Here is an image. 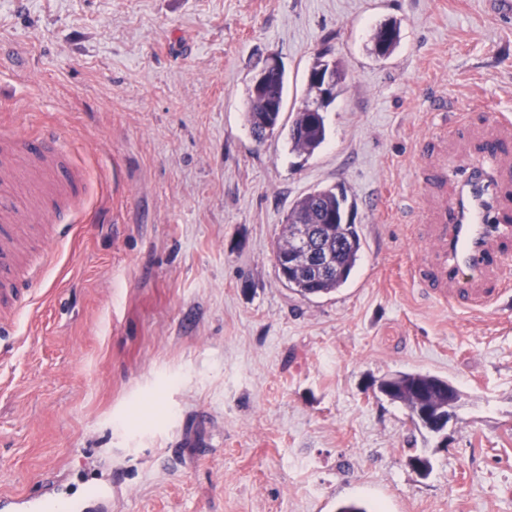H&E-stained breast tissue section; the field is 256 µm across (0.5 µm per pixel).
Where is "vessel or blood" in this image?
Returning <instances> with one entry per match:
<instances>
[{
  "mask_svg": "<svg viewBox=\"0 0 512 512\" xmlns=\"http://www.w3.org/2000/svg\"><path fill=\"white\" fill-rule=\"evenodd\" d=\"M482 156L469 165L447 171L436 170L433 182L453 183L452 192H440L431 218L415 213V236L424 243L429 261L414 265L411 276L432 296H440L450 283L478 279L500 268L505 254L495 240L512 238V183L503 179L499 163L512 155V121L502 120L483 141ZM29 160L38 179L37 206L20 202L12 192L14 170L0 167V309L12 313L25 310L29 299L24 288L35 270L53 260L48 251L27 258L11 227L43 222L71 224L76 219V204L86 183L82 169L69 161L66 150L46 131L21 137L9 130L0 131V152ZM17 512H85L84 504L63 496L44 493L37 497L12 500Z\"/></svg>",
  "mask_w": 512,
  "mask_h": 512,
  "instance_id": "1",
  "label": "vessel or blood"
}]
</instances>
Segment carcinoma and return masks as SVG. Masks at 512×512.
<instances>
[{
	"mask_svg": "<svg viewBox=\"0 0 512 512\" xmlns=\"http://www.w3.org/2000/svg\"><path fill=\"white\" fill-rule=\"evenodd\" d=\"M324 68L334 77L331 99H336L346 78L342 61L328 58V51L316 54L311 68ZM287 92L284 70L270 71L249 89L244 118L254 140L263 142L280 126ZM291 149L312 155L327 140L324 113H296L289 133ZM355 203L349 200L342 185L316 188L294 202L277 240L276 253L293 256L296 264L285 266L279 276L298 294H330L344 287L362 258L364 241L360 227L350 220ZM390 400L413 409L419 402L420 389L430 393V402L443 408L448 396L447 381L419 372L397 373L380 379Z\"/></svg>",
	"mask_w": 512,
	"mask_h": 512,
	"instance_id": "obj_1",
	"label": "carcinoma"
}]
</instances>
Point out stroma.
Listing matches in <instances>:
<instances>
[{"label":"stroma","instance_id":"35a3bbf8","mask_svg":"<svg viewBox=\"0 0 512 512\" xmlns=\"http://www.w3.org/2000/svg\"><path fill=\"white\" fill-rule=\"evenodd\" d=\"M324 49L347 76L300 156ZM0 52V123L51 130L88 177L35 306L0 329V497L55 474L74 499L111 477L108 512H512V300L417 288L400 221L419 139L459 167L512 118V19L489 0H0ZM271 59L288 92L259 144L244 112ZM339 183L364 252L304 297L275 242L294 200ZM398 372L459 390L444 433L378 393ZM309 102L307 101L304 107L296 113L290 128L289 140L292 152L310 156L325 144L327 124L325 113L319 108L320 100L313 103L308 109L309 112H319L316 116L302 111Z\"/></svg>","mask_w":512,"mask_h":512}]
</instances>
